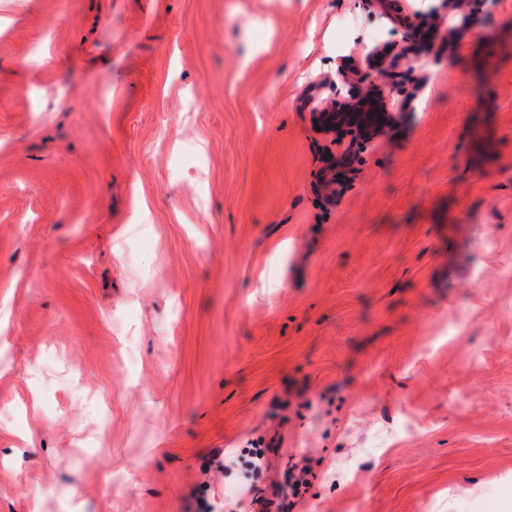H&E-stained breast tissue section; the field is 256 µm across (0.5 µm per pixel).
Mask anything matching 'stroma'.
Masks as SVG:
<instances>
[{"mask_svg":"<svg viewBox=\"0 0 512 512\" xmlns=\"http://www.w3.org/2000/svg\"><path fill=\"white\" fill-rule=\"evenodd\" d=\"M278 490L512 512V0H0V512ZM373 69L375 71L357 75L356 83H366L371 87L366 93L361 94L353 88L351 83L346 84L348 93L350 92L349 105L358 107V112L318 113L319 123L325 132L334 136L333 141L336 144L334 163L330 167V171L335 172L327 181L328 186L335 185L339 181L338 175L351 171L350 157L356 140L373 141L396 120L398 113L376 112L378 106H386L384 89L381 85L396 75L394 64L392 62L388 68ZM379 116L384 119L383 124H379ZM327 124H332V127L327 128ZM360 124H363V128H360Z\"/></svg>","mask_w":512,"mask_h":512,"instance_id":"1","label":"stroma"}]
</instances>
